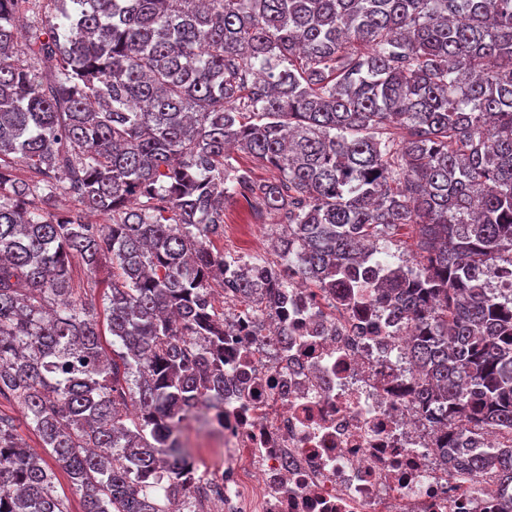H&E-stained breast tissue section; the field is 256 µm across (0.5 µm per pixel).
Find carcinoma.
I'll use <instances>...</instances> for the list:
<instances>
[{
	"mask_svg": "<svg viewBox=\"0 0 512 512\" xmlns=\"http://www.w3.org/2000/svg\"><path fill=\"white\" fill-rule=\"evenodd\" d=\"M239 197L283 215L279 260L216 248ZM405 229L371 297L414 325L413 397L443 456L512 483V446L458 445L512 430V288L483 286L512 275V0H0V399L83 512L195 490L178 434L223 421L226 268L242 298L260 266L353 288ZM0 512H68L2 415ZM0 413L2 415L5 414L13 417L30 448L45 458L48 466L55 474L54 482L56 484L58 494L66 501L69 512H82L80 495L71 488V484L65 471L53 458L44 453L43 448H41L40 439L33 434L25 423V417L22 409L15 403H10L0 399Z\"/></svg>",
	"mask_w": 512,
	"mask_h": 512,
	"instance_id": "carcinoma-1",
	"label": "carcinoma"
}]
</instances>
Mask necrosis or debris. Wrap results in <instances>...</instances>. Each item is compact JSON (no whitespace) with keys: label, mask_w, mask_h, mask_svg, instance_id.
Returning a JSON list of instances; mask_svg holds the SVG:
<instances>
[{"label":"necrosis or debris","mask_w":512,"mask_h":512,"mask_svg":"<svg viewBox=\"0 0 512 512\" xmlns=\"http://www.w3.org/2000/svg\"><path fill=\"white\" fill-rule=\"evenodd\" d=\"M287 304L224 300L222 512H494L442 457L445 430L410 391L412 328L384 306L358 322L335 291L292 277Z\"/></svg>","instance_id":"4bbe7bcc"}]
</instances>
